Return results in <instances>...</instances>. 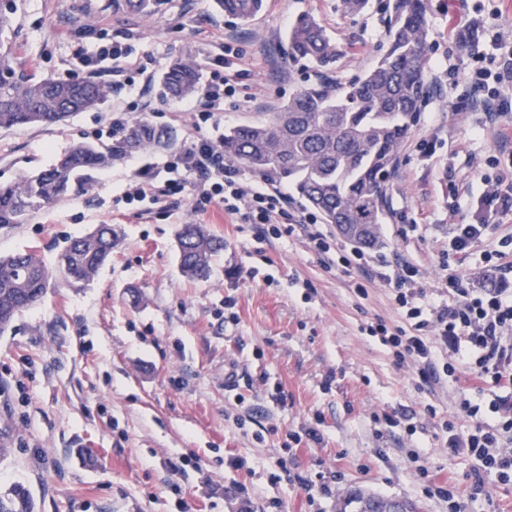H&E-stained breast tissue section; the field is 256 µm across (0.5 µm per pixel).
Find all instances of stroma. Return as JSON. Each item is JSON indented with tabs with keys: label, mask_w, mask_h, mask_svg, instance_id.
<instances>
[{
	"label": "stroma",
	"mask_w": 512,
	"mask_h": 512,
	"mask_svg": "<svg viewBox=\"0 0 512 512\" xmlns=\"http://www.w3.org/2000/svg\"><path fill=\"white\" fill-rule=\"evenodd\" d=\"M10 34L27 74L64 79L66 68L91 50L84 35L98 23L112 38L133 36L142 72H130L135 93L110 92L93 111L53 126L0 130V183L49 168L72 144L104 143L112 120L146 121L174 135L167 150L135 153L73 186L26 223L0 227V253L33 247L56 267L69 238L97 225H115L120 244L88 286L54 280L44 302L19 313L0 335V489L24 484L36 512H341L355 490L416 502L421 512H448L423 494L408 460L418 451L435 480L453 482L466 512H512V484L490 482V499H471L472 462L448 450L426 412L471 422L451 385L417 392L407 368L369 334L382 320L401 323L389 288L354 280L315 254L300 233L269 239L255 254L257 228L215 205L191 209V192L176 207L120 201L128 183H158L163 168L199 138L264 117L301 86L317 81L308 63L288 58L286 35L300 14L315 15L347 46L332 79L345 82L369 69L387 48L384 0L358 14L342 0H265L242 21L214 0H157L151 17L118 12L112 0H17ZM501 11L512 44V0H429L426 76L454 67L455 82L432 91L389 182L383 242L373 255L406 256L423 271L435 299L448 227L472 214L461 192L474 166L512 153V140L480 130L478 114L452 111L469 93L467 47L451 31ZM233 41L241 72L234 96L213 123L198 124L190 95L162 100L159 84L178 57L204 65L216 46ZM433 142L420 153L415 141ZM458 212H450V203ZM202 224L223 238L208 280L186 279L178 266L179 225ZM401 224L417 236L402 239ZM237 382L224 386L225 376ZM412 415L414 435L379 422L383 413ZM317 425L321 444L290 436ZM246 462L236 470L227 458ZM288 467L290 479L279 478ZM335 477L331 494L309 499L297 475Z\"/></svg>",
	"instance_id": "stroma-1"
}]
</instances>
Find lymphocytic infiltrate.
Instances as JSON below:
<instances>
[{
    "mask_svg": "<svg viewBox=\"0 0 512 512\" xmlns=\"http://www.w3.org/2000/svg\"><path fill=\"white\" fill-rule=\"evenodd\" d=\"M87 32L93 50L82 59V73L119 75L138 68L134 45L109 40L107 30L97 24L88 25ZM487 32L484 23L473 21L454 36L456 43L470 47L477 68L469 74L471 94L457 99L452 108L480 112L482 126L498 127L512 115V50L501 52L494 83L486 85L480 43ZM236 54L227 43L208 60L201 88L204 108L198 113L201 122L223 111L225 97L234 94L239 74L233 71L231 59ZM167 171L162 192L168 196L183 189L178 172L193 176L194 212H204L213 202L222 203L225 214L257 225L255 239L260 243L286 230L299 231L315 253L335 259L342 272H354L390 288L404 324L391 330L380 322L372 326L371 333L389 348L397 365L411 366L417 391L450 382L458 385V409L475 424L464 435L455 433L449 420L442 421L440 428L449 449L473 462L467 475L471 498L488 496L489 476L512 483V235L496 237L494 249L482 247L495 230L490 217L512 214V183L480 174L476 197L480 216L470 224L449 226L438 281L440 299L434 302L424 300L420 267L413 260L370 259L348 249L313 214L299 210L284 188L245 185L238 166L225 158L219 142L198 139ZM476 253L481 256L484 275L479 283L463 269L464 262ZM489 386L500 389V396L484 405L475 402V395Z\"/></svg>",
    "mask_w": 512,
    "mask_h": 512,
    "instance_id": "f902f5d3",
    "label": "lymphocytic infiltrate"
}]
</instances>
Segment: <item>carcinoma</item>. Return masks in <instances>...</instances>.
Masks as SVG:
<instances>
[{
	"label": "carcinoma",
	"instance_id": "1",
	"mask_svg": "<svg viewBox=\"0 0 512 512\" xmlns=\"http://www.w3.org/2000/svg\"><path fill=\"white\" fill-rule=\"evenodd\" d=\"M157 0H112L145 15ZM225 14L249 20L263 0H214ZM427 0H393L388 47L362 75L345 83H319L298 91L267 118L240 124L224 132V156L262 177L288 183L298 198L316 209L326 224L359 247L383 242L388 213L387 186L380 177L397 161L417 125L425 97L424 74L428 32ZM288 57L307 60L329 73L336 69L344 46L330 36L312 14L298 16L288 27ZM0 129L19 125L50 126L76 112L102 104L109 88L98 81L34 78L19 70L7 40L0 39ZM198 80L197 65L175 61L160 82L164 100L191 95ZM170 131L136 122L110 145L76 144L47 170L21 175L0 185V227L23 224L31 212L65 196L90 172L103 170L133 153L173 144ZM119 235L110 224L68 241L56 271H50L35 248L0 256V335L15 316L38 305L57 274L76 287L90 284L112 255ZM181 273L204 281L223 239L202 224H182L176 233ZM374 501L387 500L362 491L347 505L360 512ZM0 512H36L33 496L22 484L0 490Z\"/></svg>",
	"mask_w": 512,
	"mask_h": 512
}]
</instances>
